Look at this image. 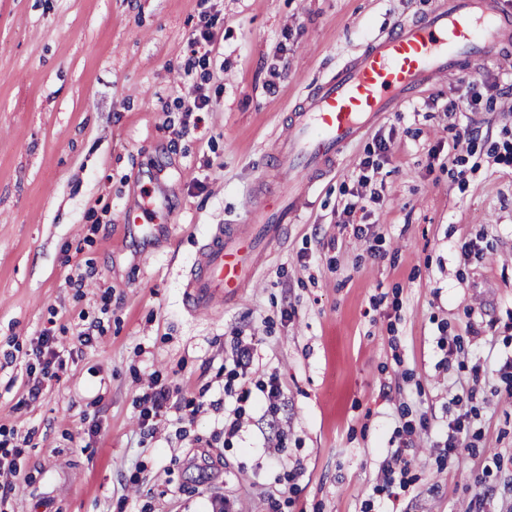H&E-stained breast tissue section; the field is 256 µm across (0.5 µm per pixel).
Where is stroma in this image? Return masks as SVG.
<instances>
[{
	"instance_id": "stroma-1",
	"label": "stroma",
	"mask_w": 512,
	"mask_h": 512,
	"mask_svg": "<svg viewBox=\"0 0 512 512\" xmlns=\"http://www.w3.org/2000/svg\"><path fill=\"white\" fill-rule=\"evenodd\" d=\"M436 2L0 0V452L18 464L0 512H220L228 497L238 512L274 498L363 512L406 419L430 430L411 438L415 483L382 512H512V48L370 125L238 302L201 316L184 301L200 243L246 223L299 99ZM205 18L215 38L193 46ZM468 87L472 111H444ZM195 91L209 105L185 114ZM455 126L477 134L454 144ZM369 155L378 170L349 220ZM146 193L148 235L124 223ZM238 328L258 339L252 380L278 372L284 394L228 443ZM46 332L59 363L33 398ZM443 336L462 352L444 356ZM153 378L174 395L150 436L138 400ZM461 410L471 428L450 455ZM470 420L468 413H459L448 421L446 428V439L443 448H447L448 454H454L462 447L464 439L467 437Z\"/></svg>"
}]
</instances>
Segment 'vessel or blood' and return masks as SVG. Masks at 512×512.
<instances>
[{"label":"vessel or blood","mask_w":512,"mask_h":512,"mask_svg":"<svg viewBox=\"0 0 512 512\" xmlns=\"http://www.w3.org/2000/svg\"><path fill=\"white\" fill-rule=\"evenodd\" d=\"M510 39L512 10L490 0H443L374 37L315 84L274 145L277 175L265 192L275 205L248 202V223L214 228L185 282L189 309L213 312L255 282L270 244L296 216L293 202L345 157L369 125L413 99L423 84Z\"/></svg>","instance_id":"obj_1"}]
</instances>
